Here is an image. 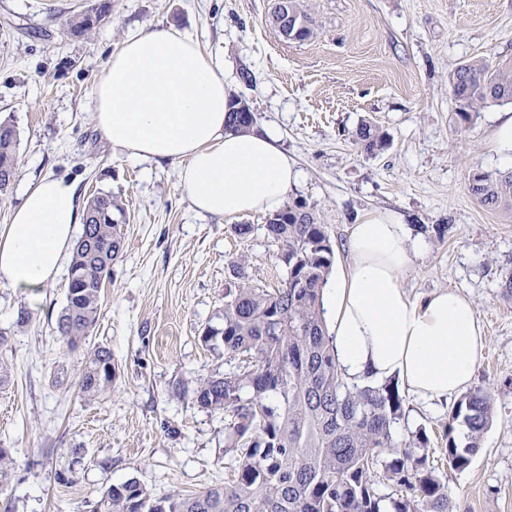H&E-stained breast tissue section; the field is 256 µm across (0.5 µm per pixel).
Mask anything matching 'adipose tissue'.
I'll use <instances>...</instances> for the list:
<instances>
[{
    "instance_id": "obj_1",
    "label": "adipose tissue",
    "mask_w": 512,
    "mask_h": 512,
    "mask_svg": "<svg viewBox=\"0 0 512 512\" xmlns=\"http://www.w3.org/2000/svg\"><path fill=\"white\" fill-rule=\"evenodd\" d=\"M224 61L196 37L157 27L116 48L94 93L100 133L135 158L178 162L192 209L235 218L282 209L298 179L268 130L228 129ZM82 214L74 182L44 176L24 190L0 230V280L33 291L59 273ZM410 230L384 212L349 228L348 262L324 290L323 318L349 380L398 377L413 394L441 400L467 390L485 349L473 304L454 291L412 298L402 274Z\"/></svg>"
}]
</instances>
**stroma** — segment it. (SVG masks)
Returning a JSON list of instances; mask_svg holds the SVG:
<instances>
[{"instance_id": "1", "label": "stroma", "mask_w": 512, "mask_h": 512, "mask_svg": "<svg viewBox=\"0 0 512 512\" xmlns=\"http://www.w3.org/2000/svg\"><path fill=\"white\" fill-rule=\"evenodd\" d=\"M96 0H0V122L18 133V168L0 197L8 223L30 179L72 180L79 202L97 192L127 205L124 249L106 278L94 330L69 349L55 324L68 269L28 292L0 283V448L17 449L0 512H89L98 491L137 478L155 494H193L224 482V415L198 408L191 391L224 372L222 352L202 341L224 307L229 260L242 257L255 281L286 275L265 215L202 217L178 183V163L130 157L105 139L91 112L114 49L157 26L193 33L224 58L228 94L246 100L254 128L276 131L300 172L287 205L315 210L347 263L351 224L390 211L421 230L425 250L402 274L412 297L449 289L468 298L486 339L473 385L491 397L481 448L461 471L439 468L448 512H512V217L481 206L468 189L475 171L506 170L493 148L490 104L465 124L448 77L462 61L512 58V0H298L313 33L285 39L276 0H112V13L83 35L67 18ZM387 144L358 152L362 123ZM31 319L19 328V309ZM112 351L110 394L87 401L78 374L88 352ZM395 441L425 430L433 448L464 442L453 401L425 404L401 390ZM66 482H58L57 473Z\"/></svg>"}]
</instances>
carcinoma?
<instances>
[{"label":"carcinoma","instance_id":"carcinoma-1","mask_svg":"<svg viewBox=\"0 0 512 512\" xmlns=\"http://www.w3.org/2000/svg\"><path fill=\"white\" fill-rule=\"evenodd\" d=\"M112 12V0L72 16L75 34L91 31ZM456 114L464 122L490 103L512 104V58L492 65L469 59L450 74ZM378 127L362 124L355 144L371 154L385 145ZM17 131L0 123V194L11 186L18 165ZM469 191L485 208L512 214V169L474 172ZM126 204L98 192L85 204L83 244L75 246L66 304L57 331L76 349L94 329L101 288L124 247ZM264 229L282 247L286 277L280 286L252 283L245 261L228 264L222 327L204 329L203 342L224 349L229 370L193 390L194 405L222 411L224 484L193 494L154 495L132 478L104 488L91 512H385L391 485L400 496L392 512H448V487L430 464L429 438L411 433L404 446L393 438L402 416L397 384L348 383L336 364L333 337L321 299L335 251L317 213L298 203L268 215ZM116 376L112 351L90 352L78 376L81 397H105ZM490 416V395L476 389L451 412L468 429L460 447L448 437L441 449L447 465L463 470L479 450ZM15 464L14 451L0 448V487Z\"/></svg>","mask_w":512,"mask_h":512}]
</instances>
